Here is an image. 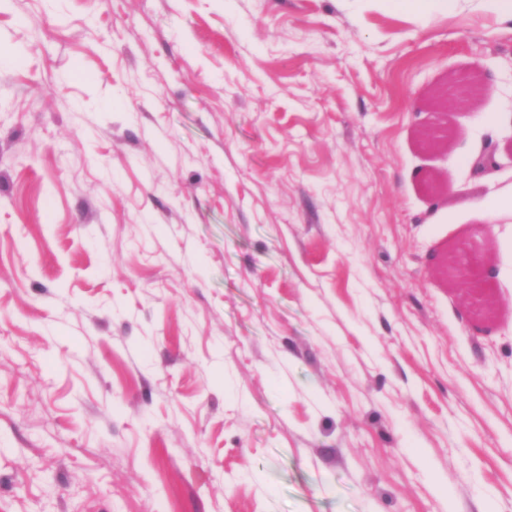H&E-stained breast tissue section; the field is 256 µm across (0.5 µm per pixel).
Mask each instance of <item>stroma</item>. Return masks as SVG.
Masks as SVG:
<instances>
[{"label": "stroma", "instance_id": "obj_1", "mask_svg": "<svg viewBox=\"0 0 512 512\" xmlns=\"http://www.w3.org/2000/svg\"><path fill=\"white\" fill-rule=\"evenodd\" d=\"M511 186L500 0H0V512H512ZM457 251V247L448 250L442 262V270L450 286L461 295H467L477 288L470 267L457 255Z\"/></svg>", "mask_w": 512, "mask_h": 512}]
</instances>
